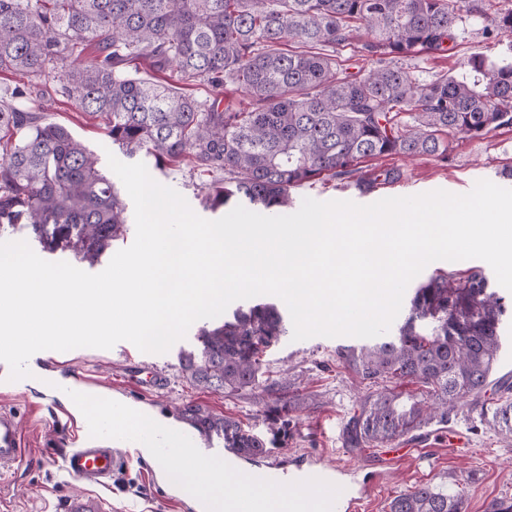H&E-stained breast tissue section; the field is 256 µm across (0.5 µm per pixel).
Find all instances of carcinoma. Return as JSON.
Wrapping results in <instances>:
<instances>
[{"instance_id":"cac0c4a2","label":"carcinoma","mask_w":512,"mask_h":512,"mask_svg":"<svg viewBox=\"0 0 512 512\" xmlns=\"http://www.w3.org/2000/svg\"><path fill=\"white\" fill-rule=\"evenodd\" d=\"M483 20L489 36L512 37V8L488 12L485 0H0V73L24 79L0 100V231L31 229L50 252L71 251L92 264L124 238L125 205L111 179L66 127L46 120L36 88L46 79L128 154L145 152L164 167L185 164L206 199L236 198L263 211L292 204V190L359 171L368 159L448 158L458 138L482 139L512 127V63L474 55L466 73L417 81L402 60L443 54L462 12ZM369 67L351 71L337 50L353 44ZM149 62L169 81L132 78L125 66ZM238 85L243 100L220 108L172 89L171 81L215 89ZM401 177L397 168L360 177L370 191ZM504 297L483 271H438L415 289L398 333L336 350L365 386L347 426L357 445L390 443L448 415L481 393L498 394L496 413L512 412V383L491 379L499 356ZM458 339L448 343V328ZM286 328L280 310L256 303L223 324L201 327L179 355L194 386L249 393L276 422L295 401L288 376L265 375L262 357ZM415 385L411 393L398 387ZM183 418L224 429L246 457L264 440L234 419L187 405ZM389 512H464L462 497L421 485L395 496Z\"/></svg>"}]
</instances>
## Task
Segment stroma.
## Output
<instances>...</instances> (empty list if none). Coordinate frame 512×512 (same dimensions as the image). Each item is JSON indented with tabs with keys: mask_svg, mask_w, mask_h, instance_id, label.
<instances>
[{
	"mask_svg": "<svg viewBox=\"0 0 512 512\" xmlns=\"http://www.w3.org/2000/svg\"><path fill=\"white\" fill-rule=\"evenodd\" d=\"M483 23L466 17L458 25L450 51L439 55H419L406 66L420 82L437 76L459 75L466 59L484 55L495 60L502 56L504 43L485 39ZM43 104L50 121L65 126L107 169L108 155L120 161L128 156L112 147L98 120L82 113L76 103L58 90L56 82H47ZM149 174L162 185L179 192L193 211L207 220L219 219V212L202 203V181L185 167L160 170L154 160L137 154ZM376 167H400L403 179L396 184L362 192L357 176L319 181L293 190V208L304 198L319 201L351 200L366 205L388 197L411 196L442 189L454 194L469 192L476 181L485 179L512 188V127L498 129L479 140H455L447 159L422 156L413 160L385 158ZM197 327H190L185 339L176 342L164 354L141 352L127 341L113 348H77L60 352L45 350L32 357L34 367L46 374L66 378L71 370L86 377V388L108 396H120L130 407L149 411L166 419L175 430L186 426L178 410L197 405L216 415L235 419L242 429L266 441L269 454L284 458L305 456L328 466H350L357 478L370 481L371 493L358 512H387L389 501L399 493L420 484H430L451 494H462L466 512H486L496 498L512 497V433L495 428L492 410L461 405L447 424L431 423L425 434L435 436L432 451L420 457L410 455L386 459L385 445H350L347 422L358 411L361 391L348 371L336 363V351L343 346H359L360 338L351 336L313 337L303 341L283 336L267 351L264 363L272 374H288L295 379L300 393L319 395L314 409L293 408L283 416L280 431H273L264 416V407L252 395L228 396L193 386L179 368L181 351L197 343ZM158 373L163 383L149 385L150 374ZM14 411L18 417L26 454L11 467L0 470V512H56L58 505L82 489L61 468V456L72 445V428L82 415L70 398L51 393L31 382L16 394H0V410ZM465 433L469 445L452 448L439 441L445 428ZM112 512H181L177 494L158 474L156 467L140 454H132L128 466L121 469L105 490Z\"/></svg>",
	"mask_w": 512,
	"mask_h": 512,
	"instance_id": "obj_1",
	"label": "stroma"
}]
</instances>
